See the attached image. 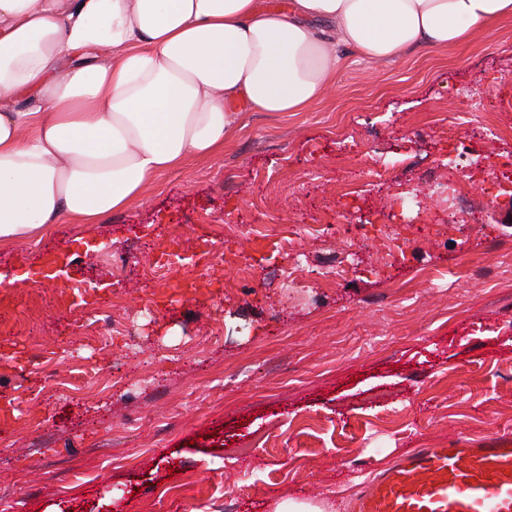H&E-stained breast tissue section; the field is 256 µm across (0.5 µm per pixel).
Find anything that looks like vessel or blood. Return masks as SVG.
Instances as JSON below:
<instances>
[{"label": "vessel or blood", "mask_w": 512, "mask_h": 512, "mask_svg": "<svg viewBox=\"0 0 512 512\" xmlns=\"http://www.w3.org/2000/svg\"><path fill=\"white\" fill-rule=\"evenodd\" d=\"M355 512H512V445L418 449L362 487Z\"/></svg>", "instance_id": "vessel-or-blood-1"}]
</instances>
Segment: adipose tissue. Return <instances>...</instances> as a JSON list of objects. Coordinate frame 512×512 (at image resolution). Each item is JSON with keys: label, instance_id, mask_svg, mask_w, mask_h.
Returning a JSON list of instances; mask_svg holds the SVG:
<instances>
[{"label": "adipose tissue", "instance_id": "obj_1", "mask_svg": "<svg viewBox=\"0 0 512 512\" xmlns=\"http://www.w3.org/2000/svg\"><path fill=\"white\" fill-rule=\"evenodd\" d=\"M512 0H0V240L95 224L209 156L246 112H301L337 49L465 45Z\"/></svg>", "mask_w": 512, "mask_h": 512}]
</instances>
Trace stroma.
<instances>
[{"instance_id": "35a3bbf8", "label": "stroma", "mask_w": 512, "mask_h": 512, "mask_svg": "<svg viewBox=\"0 0 512 512\" xmlns=\"http://www.w3.org/2000/svg\"><path fill=\"white\" fill-rule=\"evenodd\" d=\"M338 53L305 111L245 113L100 223L0 241V512H351L414 449L512 443V184L486 176L512 161V17Z\"/></svg>"}]
</instances>
